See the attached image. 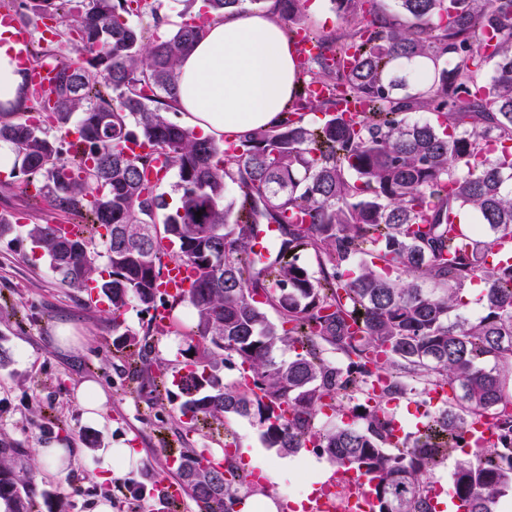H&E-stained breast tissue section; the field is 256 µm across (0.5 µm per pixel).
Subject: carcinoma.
<instances>
[{
	"instance_id": "cac0c4a2",
	"label": "carcinoma",
	"mask_w": 512,
	"mask_h": 512,
	"mask_svg": "<svg viewBox=\"0 0 512 512\" xmlns=\"http://www.w3.org/2000/svg\"><path fill=\"white\" fill-rule=\"evenodd\" d=\"M246 1L264 2L202 0L149 41L127 20L147 0H81L78 10L73 0H24L83 57L42 49L36 60L57 63L56 84L37 102L24 82L26 110L40 119L1 115L0 142L35 206L88 231L71 239L0 214V238L39 248L62 285L98 290L114 344L158 393L165 369L149 337L169 332L161 312L184 306L183 334L201 349L179 378L178 417L210 429L228 414L250 417L270 448L309 445L365 477L375 512H436L431 470L472 425L491 426L494 438L459 463L450 493L456 512H498L512 490V260L498 251L512 241V0H394L403 22L367 0H331L348 20L340 33L310 29L303 0H276L289 38L303 29L319 53L299 66L305 80L277 124L220 145L169 113L182 58ZM399 56L431 60L429 82L415 90L391 76ZM308 112L324 119L308 123ZM418 112L432 119L409 122ZM76 116L81 143L70 144L78 158L69 161L43 124ZM129 142L151 152L131 153ZM158 160L178 178L176 208L147 179ZM228 181L238 187L231 202ZM465 208L479 223L458 230ZM259 224L280 227L266 256L251 250ZM100 256L106 279L95 278ZM164 256L190 271L179 299L157 288ZM475 283L483 288L471 315L465 292ZM132 299L150 314L142 335L117 321ZM279 348L291 357L277 360ZM225 368L240 380L224 382ZM430 385L448 388L446 404L392 446L388 401L423 400ZM328 410L335 421L325 423ZM179 456L181 486L202 512H233L251 484L234 455L221 466L206 448ZM29 483L1 454L6 512H36Z\"/></svg>"
}]
</instances>
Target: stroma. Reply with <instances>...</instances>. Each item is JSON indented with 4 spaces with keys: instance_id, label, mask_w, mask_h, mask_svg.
Listing matches in <instances>:
<instances>
[{
    "instance_id": "obj_1",
    "label": "stroma",
    "mask_w": 512,
    "mask_h": 512,
    "mask_svg": "<svg viewBox=\"0 0 512 512\" xmlns=\"http://www.w3.org/2000/svg\"><path fill=\"white\" fill-rule=\"evenodd\" d=\"M0 212L21 217L26 224H62L64 214L49 206L32 208L22 176L0 171ZM0 349L9 356L0 367V448L18 471L31 469L35 450L55 442L78 448L81 459L65 477L48 479L36 474L29 487L38 512H92L98 498L112 501L113 512H165L162 484L177 482L169 457L180 448H220L236 441L241 452L237 466L253 471V457L277 462L268 490L280 507H291L310 493V481L328 471L339 479L342 471L327 458L303 448L283 454L268 447L258 427L249 419L227 415L218 430L181 423L167 395L152 393L149 386L131 379L129 364L112 340V323L143 332L148 319L137 302H130L120 316H112L105 299L89 302L87 293L63 287L46 257L29 243L0 239ZM167 335L151 337V356L162 361L168 375L185 372L192 341L182 333L183 319L171 315ZM73 324L78 344L60 349L54 340L60 323ZM98 382L107 394L108 424L86 421L77 392L86 381ZM96 439L95 448L110 447L117 438H128L142 458L136 470L116 472L111 481L92 479L87 461L95 448H86L83 433ZM145 488L144 500L127 492L129 485Z\"/></svg>"
}]
</instances>
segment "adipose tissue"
Returning a JSON list of instances; mask_svg holds the SVG:
<instances>
[{"instance_id":"ef3b65f1","label":"adipose tissue","mask_w":512,"mask_h":512,"mask_svg":"<svg viewBox=\"0 0 512 512\" xmlns=\"http://www.w3.org/2000/svg\"><path fill=\"white\" fill-rule=\"evenodd\" d=\"M296 54L276 8L214 21L179 65L177 108L187 126L222 140L274 124L296 85ZM96 482L139 465L125 441L101 449Z\"/></svg>"}]
</instances>
